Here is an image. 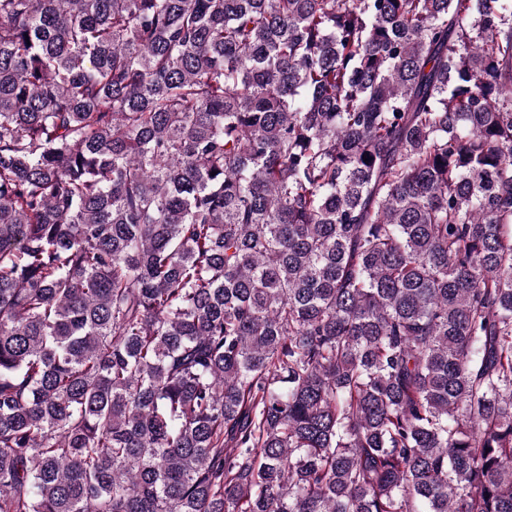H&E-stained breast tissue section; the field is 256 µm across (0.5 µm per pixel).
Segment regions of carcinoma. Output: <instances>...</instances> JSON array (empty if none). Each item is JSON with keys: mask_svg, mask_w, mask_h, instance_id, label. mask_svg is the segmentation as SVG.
Returning <instances> with one entry per match:
<instances>
[{"mask_svg": "<svg viewBox=\"0 0 512 512\" xmlns=\"http://www.w3.org/2000/svg\"><path fill=\"white\" fill-rule=\"evenodd\" d=\"M0 512H512V0H0Z\"/></svg>", "mask_w": 512, "mask_h": 512, "instance_id": "carcinoma-1", "label": "carcinoma"}]
</instances>
